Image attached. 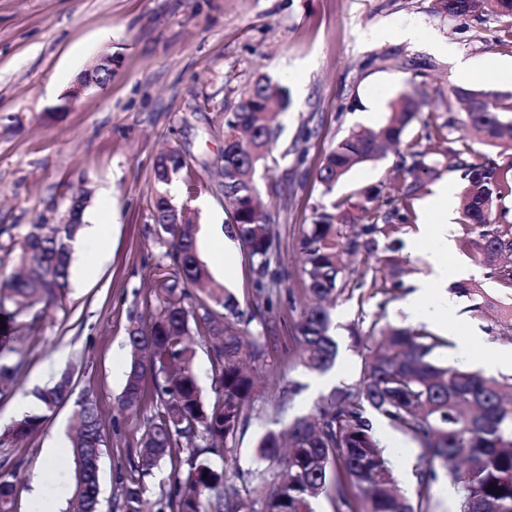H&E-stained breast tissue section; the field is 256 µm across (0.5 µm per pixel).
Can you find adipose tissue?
<instances>
[{
	"mask_svg": "<svg viewBox=\"0 0 512 512\" xmlns=\"http://www.w3.org/2000/svg\"><path fill=\"white\" fill-rule=\"evenodd\" d=\"M450 197L447 187H439L427 201L426 210L432 214V221L421 224L419 232L409 244L410 250L422 256L430 266L431 273L417 283L415 291L408 297L405 307L411 313H420L426 300L437 303L438 311L432 314V321H440L442 311L451 309L455 300L447 292L448 253L452 247L453 225L449 221Z\"/></svg>",
	"mask_w": 512,
	"mask_h": 512,
	"instance_id": "adipose-tissue-1",
	"label": "adipose tissue"
}]
</instances>
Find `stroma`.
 Returning <instances> with one entry per match:
<instances>
[{"label":"stroma","mask_w":512,"mask_h":512,"mask_svg":"<svg viewBox=\"0 0 512 512\" xmlns=\"http://www.w3.org/2000/svg\"><path fill=\"white\" fill-rule=\"evenodd\" d=\"M433 0H0V225L29 224L57 217L71 190L91 194L88 213L108 209L109 246L93 278L78 269L87 261L74 254L70 285L61 306L49 309L37 329L21 335L24 366L12 391L0 399V431L13 421L19 400L51 385L65 369L74 374V399L61 406L23 445L0 447V461L17 467L14 512H31L32 480L45 479L46 499L64 512L69 486L56 485L46 470V450L68 456L75 399L96 401L106 445L100 464V512H114L128 476L127 455L139 438L143 416L119 415L117 400L128 370L127 334L133 320L154 311L152 267L159 254L150 216L156 189L153 163L167 147L181 149L189 162L176 178V204L186 206L196 225L198 253L212 280L233 292L244 314L254 296L245 256L228 238L224 201L214 165L224 149V114L257 75L288 90L291 105L278 113V150L303 154L301 165L266 161L255 180L271 211L288 277L269 314L274 329L261 378L258 412L241 436V471L253 466L255 442L279 429L273 405L288 383L298 382L294 413L310 411L323 389L355 382L362 348L349 333L358 319L399 326L427 323L408 313L405 300L429 270L409 243L425 218L423 203L442 183L452 190L454 236H461L464 183L458 172L440 171L412 202L410 223L397 234L399 258L408 262L392 300L372 296V278L382 276V252L360 253L350 261L352 297L338 301L333 318L340 352L323 389L315 374L291 360L289 326L308 298L300 275L296 237L308 223L310 207L338 203L358 190L400 178L395 153L353 167L331 192L315 171L324 154L354 128H374L388 119L399 96L419 88L430 101L406 133L415 138L437 121L434 104L451 87L512 94V81L498 78L512 68V19L477 10L444 18ZM112 59L104 88L66 102L81 74L102 57ZM468 61L467 69L456 67ZM62 117H55L58 106ZM449 287L476 283L494 308L471 309L457 296L449 321L465 320L483 333L471 352L440 349L450 365L479 366L487 349L512 350L502 333L498 302L508 293L487 267L460 248L448 254ZM396 461L401 488L414 494L421 451L386 422L375 424Z\"/></svg>","instance_id":"stroma-1"}]
</instances>
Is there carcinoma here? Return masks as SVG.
<instances>
[{"label":"carcinoma","instance_id":"cac0c4a2","mask_svg":"<svg viewBox=\"0 0 512 512\" xmlns=\"http://www.w3.org/2000/svg\"><path fill=\"white\" fill-rule=\"evenodd\" d=\"M475 0H434L433 11L459 17L472 12ZM452 97L480 99L476 109L458 114L444 101L447 117L434 129L405 144L400 167L409 175L390 187L385 204L382 189L356 192L357 204L368 223H349L344 204L310 207V223L299 228L297 249L306 290L321 304L301 312L293 324V363L324 374L336 363L339 343L332 313L337 300L353 295L343 254L377 250L375 236L389 240L384 257L392 278L402 273L393 256L398 225L408 221V206L424 186L423 179L450 158L449 167L465 181L460 249L512 291V159L473 162L465 151L454 150L445 130H479L492 144L512 146V121L502 115L499 96L455 86ZM288 109L287 90L265 76L258 77L224 113V150L218 166L219 190L228 204L230 236L242 247L251 274V288L263 297L270 284L283 282L279 250L271 230L272 216L261 207L254 176L257 166L271 157L279 132L267 114L272 101ZM427 105L416 90L403 94L388 121L374 129L351 131L324 155L315 179L329 193L356 164L376 161L402 138ZM188 168L177 158L172 167L164 159L153 163L157 183L167 184ZM167 193L155 191L152 207L154 237L162 252L153 268L156 312L146 323L128 330L130 355L125 385L118 400L122 414L136 415L147 405L152 414L130 449L131 474L122 493L121 512H145L146 478L163 462L170 464L174 481L156 502V512H314L312 504L328 498L334 512H430L434 462L446 470L459 492L460 512H512V376L486 377L464 366L438 361L435 351L450 342L425 326L399 328L373 321L358 334L365 342L359 379L334 387L314 408L288 421V451H282L279 432L268 430L256 441L255 454L266 466L248 472L246 494L230 481L239 474L237 448L249 428L257 379L245 363H265L268 344L264 332L249 330L235 295L211 281L197 251L195 225L172 222L174 210ZM80 224H48L42 220L19 227L0 226L4 256L16 253L10 276L0 282V394L19 376L18 332L29 329L40 312L53 308L69 288L72 243ZM471 299L472 310L491 307L480 288L457 286ZM11 302L13 309L5 307ZM31 317L30 322L20 317ZM196 333L209 344L214 396L205 398L194 373L195 350L187 338ZM74 390L72 373L61 372L52 385L35 392L42 413L16 420L0 434V446H12L39 431L46 413L64 404ZM385 420L424 450V466L417 472L415 495L397 486L395 465L374 426ZM105 446L97 404L85 396L75 402L71 457L75 483L66 512H99V470L95 460ZM12 472H0V512H14Z\"/></svg>","mask_w":512,"mask_h":512}]
</instances>
